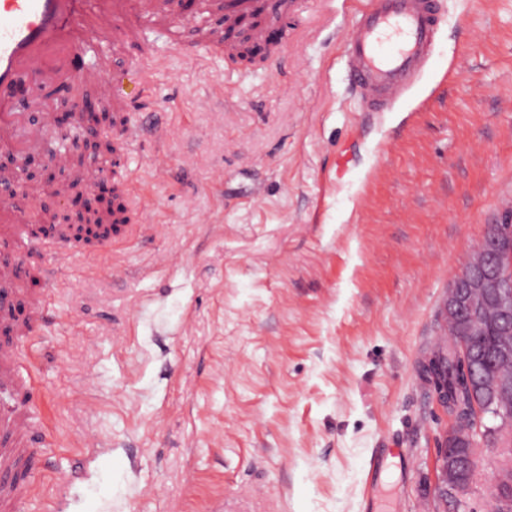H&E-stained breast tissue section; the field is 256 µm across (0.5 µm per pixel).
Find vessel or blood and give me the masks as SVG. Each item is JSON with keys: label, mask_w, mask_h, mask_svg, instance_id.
Returning a JSON list of instances; mask_svg holds the SVG:
<instances>
[{"label": "vessel or blood", "mask_w": 512, "mask_h": 512, "mask_svg": "<svg viewBox=\"0 0 512 512\" xmlns=\"http://www.w3.org/2000/svg\"><path fill=\"white\" fill-rule=\"evenodd\" d=\"M177 0H0V152L41 151L47 141L45 122L23 123L24 81H73L95 89L103 107H134L140 88L125 89L113 56L90 70L72 71L74 52L94 46L121 48L137 43L143 23L170 26L175 36ZM445 14L441 0H364L343 42L346 72L363 112H390L421 81L432 58ZM68 229L54 228L52 238L35 239L14 206L0 208V238L39 249L65 246ZM14 328L0 326V389L17 386L21 362ZM26 402L0 407V506H19L27 487L20 465L39 470L40 443L27 418Z\"/></svg>", "instance_id": "1"}]
</instances>
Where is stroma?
I'll list each match as a JSON object with an SVG mask.
<instances>
[{
  "instance_id": "1",
  "label": "stroma",
  "mask_w": 512,
  "mask_h": 512,
  "mask_svg": "<svg viewBox=\"0 0 512 512\" xmlns=\"http://www.w3.org/2000/svg\"><path fill=\"white\" fill-rule=\"evenodd\" d=\"M355 8L285 0L249 63L142 26L156 72L129 118L164 129L117 145L127 223L107 250L11 249L60 269L30 280L50 321L17 346L74 473L38 475L22 512H491L485 443L466 494L442 493L450 421L423 366L512 212V0H445L427 75L381 116L339 60ZM378 448L407 464L373 488Z\"/></svg>"
}]
</instances>
